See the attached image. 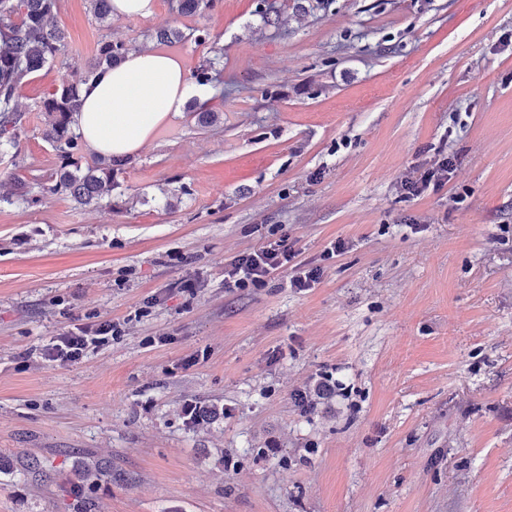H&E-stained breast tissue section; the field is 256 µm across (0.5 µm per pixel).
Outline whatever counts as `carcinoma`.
<instances>
[{"mask_svg":"<svg viewBox=\"0 0 512 512\" xmlns=\"http://www.w3.org/2000/svg\"><path fill=\"white\" fill-rule=\"evenodd\" d=\"M214 7V0H177L180 14H203ZM57 0H0V146H17L18 130L23 112L19 90L27 78L62 54L66 45L65 32L52 24ZM128 51L122 41L104 39L98 43L92 60L81 70L63 78L60 84L41 101L47 122L43 138L58 153L59 169L47 181L39 184L40 194H62L82 207L98 206L112 196V187L124 159L111 158L104 167L86 171L78 165L75 155L81 149L82 137L74 128V115L80 110V88L103 67L122 60ZM223 49L213 50L195 71L198 82L218 81ZM190 111L198 122L213 123L219 112L209 103H193Z\"/></svg>","mask_w":512,"mask_h":512,"instance_id":"obj_1","label":"carcinoma"}]
</instances>
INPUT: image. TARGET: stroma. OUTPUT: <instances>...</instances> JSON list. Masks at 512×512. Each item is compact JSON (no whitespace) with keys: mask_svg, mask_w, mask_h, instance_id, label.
I'll list each match as a JSON object with an SVG mask.
<instances>
[{"mask_svg":"<svg viewBox=\"0 0 512 512\" xmlns=\"http://www.w3.org/2000/svg\"><path fill=\"white\" fill-rule=\"evenodd\" d=\"M156 2L104 27L58 0L66 48L19 91L0 512H512V0H269L274 25L260 0ZM164 27L186 40L149 39ZM107 37L191 73L218 42L220 122L161 123L111 207L7 202L12 177L57 170L39 103ZM444 157L447 184L408 195ZM283 237L322 267L312 288L283 270L225 291V266ZM106 321L121 332L95 352L45 358ZM195 405L224 415L188 421ZM33 456L51 469L24 472ZM78 461L111 480L73 489Z\"/></svg>","mask_w":512,"mask_h":512,"instance_id":"1","label":"stroma"}]
</instances>
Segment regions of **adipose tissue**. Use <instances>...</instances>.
<instances>
[{"mask_svg": "<svg viewBox=\"0 0 512 512\" xmlns=\"http://www.w3.org/2000/svg\"><path fill=\"white\" fill-rule=\"evenodd\" d=\"M211 92L210 86L193 81L175 58L151 49L133 50L82 86L76 130L100 155L134 156L171 113L181 111L189 99L207 101Z\"/></svg>", "mask_w": 512, "mask_h": 512, "instance_id": "adipose-tissue-1", "label": "adipose tissue"}]
</instances>
